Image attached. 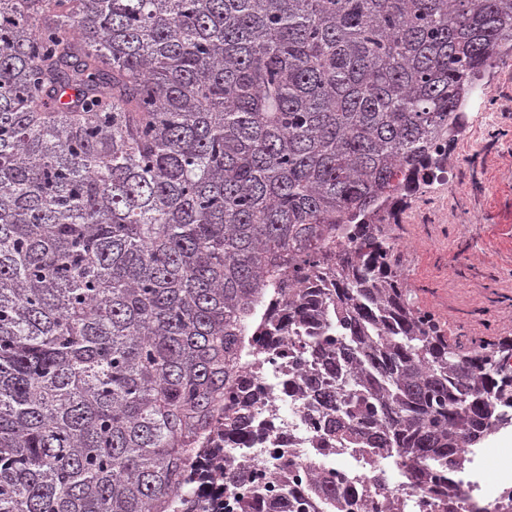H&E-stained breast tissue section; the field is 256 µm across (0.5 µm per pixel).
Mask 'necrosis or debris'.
Instances as JSON below:
<instances>
[{"mask_svg":"<svg viewBox=\"0 0 512 512\" xmlns=\"http://www.w3.org/2000/svg\"><path fill=\"white\" fill-rule=\"evenodd\" d=\"M297 376L287 354L259 345L245 353L241 382L260 403V418L267 433L248 440L243 465L274 480L278 474L271 464L280 453L301 464L312 463L336 472L355 492L353 512H386L390 505L400 507L402 512H434L435 499L422 488L401 477L385 488H377L372 482L373 469L358 448L318 436L307 419L300 394L288 387ZM462 458L458 475L448 484L451 512H483L489 503L499 512H512V467L497 465L495 492L490 495L486 492L483 455L466 448Z\"/></svg>","mask_w":512,"mask_h":512,"instance_id":"1","label":"necrosis or debris"}]
</instances>
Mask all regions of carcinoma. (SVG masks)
Wrapping results in <instances>:
<instances>
[{"label": "carcinoma", "mask_w": 512, "mask_h": 512, "mask_svg": "<svg viewBox=\"0 0 512 512\" xmlns=\"http://www.w3.org/2000/svg\"><path fill=\"white\" fill-rule=\"evenodd\" d=\"M512 0H0V512H180L245 338L295 342L320 435L435 491L505 425L512 343L414 308L390 225L440 168ZM351 250L336 248V226ZM333 287L288 291V262ZM214 512L264 477L224 469ZM348 512L311 471L275 512Z\"/></svg>", "instance_id": "cac0c4a2"}]
</instances>
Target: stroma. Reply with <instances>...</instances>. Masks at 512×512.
Listing matches in <instances>:
<instances>
[{"label": "stroma", "mask_w": 512, "mask_h": 512, "mask_svg": "<svg viewBox=\"0 0 512 512\" xmlns=\"http://www.w3.org/2000/svg\"><path fill=\"white\" fill-rule=\"evenodd\" d=\"M483 102L455 142L447 193L412 197L392 227L412 305L433 312L449 344L512 342V126L499 93L512 58L482 74Z\"/></svg>", "instance_id": "35a3bbf8"}]
</instances>
